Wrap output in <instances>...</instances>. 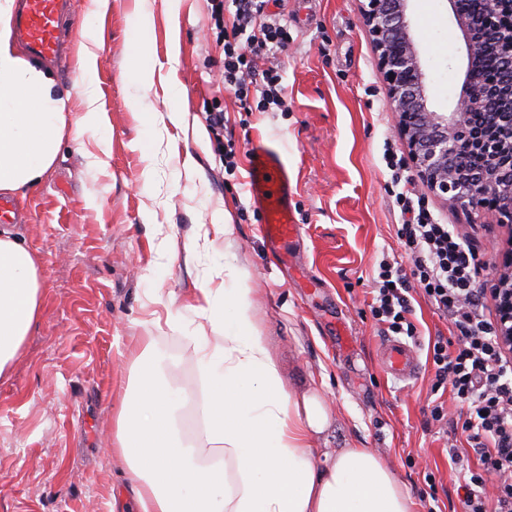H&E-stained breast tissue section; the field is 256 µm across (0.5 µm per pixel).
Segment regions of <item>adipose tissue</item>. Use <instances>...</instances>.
Instances as JSON below:
<instances>
[{
  "label": "adipose tissue",
  "mask_w": 512,
  "mask_h": 512,
  "mask_svg": "<svg viewBox=\"0 0 512 512\" xmlns=\"http://www.w3.org/2000/svg\"><path fill=\"white\" fill-rule=\"evenodd\" d=\"M111 0H92L77 57L80 79L60 87L43 63L22 57L12 38L14 0H0V194L26 196L55 161L72 98L83 104L75 137L92 134L109 151L93 80L99 55L95 22ZM219 288H199L190 310L207 397L194 440L178 429L181 397L161 385L163 362L139 338L138 397L115 411L112 453L121 460L136 512H414L415 502L370 448L327 453L314 440L332 425L316 392L287 391L255 325L249 289L237 272L217 266ZM40 259L14 233H0V377L42 318ZM219 464L198 465L202 454ZM235 480H228L227 470Z\"/></svg>",
  "instance_id": "obj_1"
}]
</instances>
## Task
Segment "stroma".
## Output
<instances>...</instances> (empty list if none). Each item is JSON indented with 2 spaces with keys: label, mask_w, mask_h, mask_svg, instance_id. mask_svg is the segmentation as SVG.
<instances>
[{
  "label": "stroma",
  "mask_w": 512,
  "mask_h": 512,
  "mask_svg": "<svg viewBox=\"0 0 512 512\" xmlns=\"http://www.w3.org/2000/svg\"><path fill=\"white\" fill-rule=\"evenodd\" d=\"M290 33L279 55L284 112H246L224 89V35L211 0H181L170 18L163 0H112L99 19L94 74L108 155L94 137L74 142L64 130L60 152L38 187L18 202L11 230L42 260V319L0 379V512H114L131 507L113 463L114 410L136 377L135 340L154 339L166 383L203 392L185 312L213 266L235 264L251 288L255 323L294 394L318 391L334 422L316 447L372 448L411 493L415 512H461V478L449 441L461 432L433 424L436 404L453 409L435 385L428 341L453 337L423 296L413 302L411 341L421 370L405 381L384 374L377 350L385 335L373 319V273L381 260L410 267L397 236L402 222L383 160L396 141L395 116L358 0H270ZM148 18L149 54L165 61L178 37L179 63L166 83L185 89L179 124L156 140L153 111H164L166 83L149 90L123 85L134 32ZM412 34L423 56L429 100L450 111L462 83L465 47L448 0H410ZM212 112L224 115L213 131ZM279 149L292 180V210L301 237L276 247L261 235L260 214L246 190L249 147ZM151 178H144V169ZM434 216L483 261L479 285L492 287L512 224L429 198ZM227 212L230 236L187 255L201 224ZM175 296L169 309L157 298Z\"/></svg>",
  "instance_id": "1"
}]
</instances>
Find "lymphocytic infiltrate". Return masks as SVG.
<instances>
[{
    "label": "lymphocytic infiltrate",
    "instance_id": "1",
    "mask_svg": "<svg viewBox=\"0 0 512 512\" xmlns=\"http://www.w3.org/2000/svg\"><path fill=\"white\" fill-rule=\"evenodd\" d=\"M266 2L212 0L215 23L224 29V88L246 112L286 109L274 59L289 34L267 13ZM396 203L406 216L398 235L412 269L380 262L372 315L394 334L415 336L408 297L415 286L454 325L455 338L434 337L429 351L437 381L465 411L461 430L481 465L464 490L463 512H512V358L485 314L476 254L409 192L398 193Z\"/></svg>",
    "mask_w": 512,
    "mask_h": 512
}]
</instances>
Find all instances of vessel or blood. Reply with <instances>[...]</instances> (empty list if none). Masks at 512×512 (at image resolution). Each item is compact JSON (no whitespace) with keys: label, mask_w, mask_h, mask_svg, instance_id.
<instances>
[{"label":"vessel or blood","mask_w":512,"mask_h":512,"mask_svg":"<svg viewBox=\"0 0 512 512\" xmlns=\"http://www.w3.org/2000/svg\"><path fill=\"white\" fill-rule=\"evenodd\" d=\"M68 0H21L15 21L17 36L28 52L42 60L57 63L62 55L63 21ZM247 189L255 209L262 215L260 232L274 245L300 237L288 196L290 176L280 150L256 142L249 150ZM382 370L403 380L414 378L420 368L418 357L408 344L386 338L380 346Z\"/></svg>","instance_id":"vessel-or-blood-1"}]
</instances>
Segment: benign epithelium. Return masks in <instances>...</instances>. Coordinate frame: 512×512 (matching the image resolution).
I'll use <instances>...</instances> for the list:
<instances>
[{
    "mask_svg": "<svg viewBox=\"0 0 512 512\" xmlns=\"http://www.w3.org/2000/svg\"><path fill=\"white\" fill-rule=\"evenodd\" d=\"M409 0H359L386 84V107L397 118L420 188L453 207L512 223V0H492L477 19L460 0H448L466 48L459 95L449 112L434 110L408 17ZM501 61L500 76L478 84L484 58ZM495 108L501 132L485 134L477 116ZM496 290L502 294L500 335L512 342V250L502 257Z\"/></svg>",
    "mask_w": 512,
    "mask_h": 512,
    "instance_id": "1",
    "label": "benign epithelium"
}]
</instances>
